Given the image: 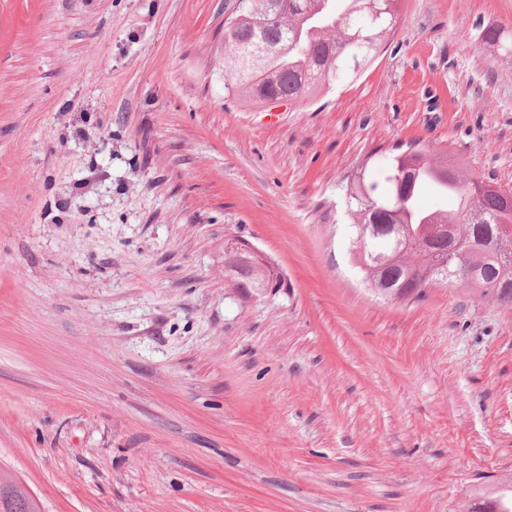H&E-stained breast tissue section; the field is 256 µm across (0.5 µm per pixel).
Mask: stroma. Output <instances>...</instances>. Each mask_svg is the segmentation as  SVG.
I'll list each match as a JSON object with an SVG mask.
<instances>
[{
  "label": "stroma",
  "mask_w": 512,
  "mask_h": 512,
  "mask_svg": "<svg viewBox=\"0 0 512 512\" xmlns=\"http://www.w3.org/2000/svg\"><path fill=\"white\" fill-rule=\"evenodd\" d=\"M236 4L0 0V473L44 512H468L512 475V306L378 295L345 187L416 142L512 190V0H399L274 125L224 87Z\"/></svg>",
  "instance_id": "obj_1"
}]
</instances>
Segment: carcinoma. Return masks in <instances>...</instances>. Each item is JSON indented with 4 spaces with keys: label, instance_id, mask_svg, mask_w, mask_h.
<instances>
[{
    "label": "carcinoma",
    "instance_id": "carcinoma-1",
    "mask_svg": "<svg viewBox=\"0 0 512 512\" xmlns=\"http://www.w3.org/2000/svg\"><path fill=\"white\" fill-rule=\"evenodd\" d=\"M330 0H288L278 20L261 28L257 20L268 12L270 0H239L234 23L224 30V88L242 92L259 102L294 101L311 96L325 85L356 74L376 57L397 23L395 0H346L345 13L335 15ZM446 164L430 161L426 152L412 148L397 154L382 180L361 172L346 189V206L358 224H401L407 247L382 236L359 252L362 271L372 288L384 281L401 282L403 270L409 279L402 295H414L441 275H429L431 262L449 258V270L478 269L477 285L496 301L512 305V267L486 265L482 257L448 253V241L430 244L434 254L412 250L425 226L439 222L462 226V230L485 236L502 224L512 225V195L508 190L473 174L445 172ZM468 199L456 211H430L418 206L425 185ZM512 479L480 497L471 512H512L506 489ZM0 512H41L33 498L16 481L0 474Z\"/></svg>",
    "mask_w": 512,
    "mask_h": 512
}]
</instances>
